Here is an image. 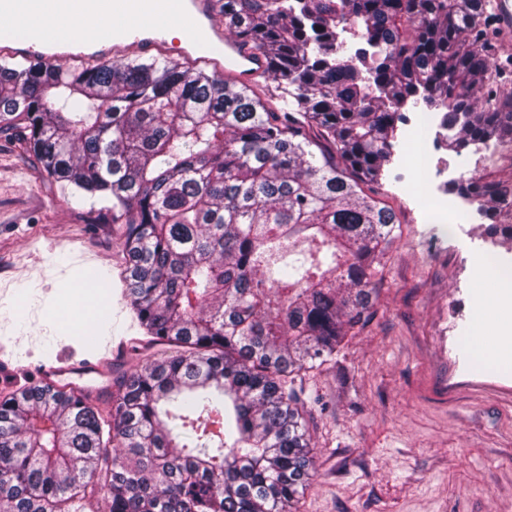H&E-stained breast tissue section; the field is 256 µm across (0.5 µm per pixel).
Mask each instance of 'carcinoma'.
Returning <instances> with one entry per match:
<instances>
[{"label": "carcinoma", "mask_w": 512, "mask_h": 512, "mask_svg": "<svg viewBox=\"0 0 512 512\" xmlns=\"http://www.w3.org/2000/svg\"><path fill=\"white\" fill-rule=\"evenodd\" d=\"M220 3L278 96L167 57L0 61V134L125 216V297L149 342L176 347L120 380L109 418L74 392L0 398V512H85L96 491L102 512H296L314 455L292 375L369 323L397 237L361 184L410 105L443 113L457 155L512 143L484 0ZM450 191L512 242V152Z\"/></svg>", "instance_id": "1"}]
</instances>
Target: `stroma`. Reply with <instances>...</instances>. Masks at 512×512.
I'll use <instances>...</instances> for the list:
<instances>
[{"instance_id": "obj_1", "label": "stroma", "mask_w": 512, "mask_h": 512, "mask_svg": "<svg viewBox=\"0 0 512 512\" xmlns=\"http://www.w3.org/2000/svg\"><path fill=\"white\" fill-rule=\"evenodd\" d=\"M422 164L394 155L369 185L398 237L371 321L301 379L315 474L299 512H512V370L473 371L465 344L497 310L477 259L512 263V245L492 244L479 217L448 229L414 210L397 175ZM103 206L65 194L23 142L0 135V347L20 359L0 364V397L96 337H144L123 297L124 220L100 219ZM152 354L142 346L97 381L89 399L102 415L117 377Z\"/></svg>"}]
</instances>
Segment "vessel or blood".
Here are the masks:
<instances>
[{
  "mask_svg": "<svg viewBox=\"0 0 512 512\" xmlns=\"http://www.w3.org/2000/svg\"><path fill=\"white\" fill-rule=\"evenodd\" d=\"M501 42L512 40V0H489ZM215 0H0V20L32 22L51 16L71 27L73 41H85L93 23L112 15L109 51L113 56L136 54L167 56L170 46L160 22L187 16L195 24L188 33L195 47L188 56L194 66L213 71L242 85L254 83L267 73L264 55L214 24ZM45 40L28 34L0 40V54L32 59L41 56ZM112 371V352L78 361L58 358L41 363L37 379L41 386L72 390L84 376H105Z\"/></svg>",
  "mask_w": 512,
  "mask_h": 512,
  "instance_id": "1",
  "label": "vessel or blood"
}]
</instances>
